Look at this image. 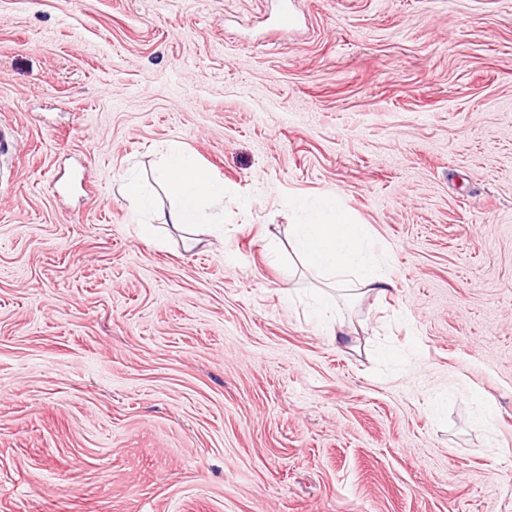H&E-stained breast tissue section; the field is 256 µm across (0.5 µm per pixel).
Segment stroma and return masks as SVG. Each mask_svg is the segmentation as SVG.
<instances>
[{"label":"stroma","instance_id":"obj_1","mask_svg":"<svg viewBox=\"0 0 512 512\" xmlns=\"http://www.w3.org/2000/svg\"><path fill=\"white\" fill-rule=\"evenodd\" d=\"M289 2L0 0V512H512V0ZM170 146L224 221L146 243ZM305 219L288 227L293 248L318 274L336 286L352 284L386 294L388 278L379 271L383 252L372 227L353 223L329 196L302 201Z\"/></svg>","mask_w":512,"mask_h":512}]
</instances>
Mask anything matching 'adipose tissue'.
Here are the masks:
<instances>
[{
    "label": "adipose tissue",
    "mask_w": 512,
    "mask_h": 512,
    "mask_svg": "<svg viewBox=\"0 0 512 512\" xmlns=\"http://www.w3.org/2000/svg\"><path fill=\"white\" fill-rule=\"evenodd\" d=\"M155 179L177 199L167 215L169 224L185 228L214 222L211 208L222 200L224 187L191 154L170 150ZM300 208L305 218L289 225L288 236L308 266L335 285L351 284L386 294L389 280L380 272L383 253L371 226L353 223L328 196L302 201Z\"/></svg>",
    "instance_id": "ef3b65f1"
}]
</instances>
